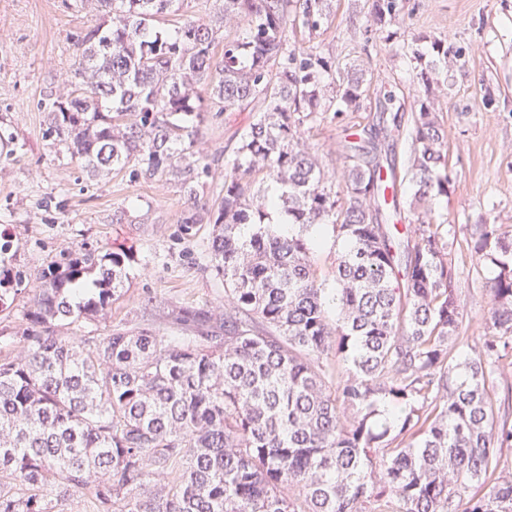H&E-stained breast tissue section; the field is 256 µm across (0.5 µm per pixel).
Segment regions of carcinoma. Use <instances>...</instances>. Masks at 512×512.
<instances>
[{
    "mask_svg": "<svg viewBox=\"0 0 512 512\" xmlns=\"http://www.w3.org/2000/svg\"><path fill=\"white\" fill-rule=\"evenodd\" d=\"M105 11L79 36L71 91L40 106L83 170L133 167L188 192L216 159L193 150L205 112L261 101L214 210L189 198L188 232L213 221L224 307L84 331L111 310L128 254L86 243L32 276L0 279L22 302L18 354L0 357V512H512V421L496 388L512 365V235L478 225L486 333L465 323L442 225L445 132L421 103L401 182L376 162L379 134L346 146L342 182L303 140L304 121L359 108L362 80L318 48L288 49V16L316 32L328 0H219L207 24L161 22L176 0H73ZM396 0H372L376 26ZM236 37L224 44V27ZM262 173L278 189L252 190ZM410 190L414 224L382 223L387 191ZM336 237L327 288L312 255ZM95 275V288H85Z\"/></svg>",
    "mask_w": 512,
    "mask_h": 512,
    "instance_id": "1",
    "label": "carcinoma"
}]
</instances>
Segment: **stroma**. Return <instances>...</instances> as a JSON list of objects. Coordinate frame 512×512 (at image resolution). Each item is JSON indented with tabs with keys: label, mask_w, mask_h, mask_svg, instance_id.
Wrapping results in <instances>:
<instances>
[{
	"label": "stroma",
	"mask_w": 512,
	"mask_h": 512,
	"mask_svg": "<svg viewBox=\"0 0 512 512\" xmlns=\"http://www.w3.org/2000/svg\"><path fill=\"white\" fill-rule=\"evenodd\" d=\"M370 3L333 0L328 23L313 34L300 20L288 22L289 48L318 45L364 76L359 109L337 119L305 120V136L325 170L341 168L344 145L378 125L383 95L394 90L401 126L386 140L385 152L388 163L405 173L413 117L425 98L421 71L438 59L434 41L449 35L459 60L435 92L453 187L432 207L450 229L458 300L471 335L478 336L488 311L484 284L494 268H474L473 228L492 217L512 230V0H399L397 20L378 32L366 29ZM95 23L66 0H0V233L13 242L0 256V271L37 272L84 241L128 250L124 293L96 333L142 323L165 336L168 309L200 307L224 296V279L208 258L211 225L182 233L188 192L173 178L134 179L125 171L89 176L47 137L39 107L46 94L67 91L74 42ZM261 109L255 101L206 113L197 148L218 157L221 171L230 168ZM221 171L200 176L195 189L202 203L210 206L223 196Z\"/></svg>",
	"instance_id": "obj_1"
}]
</instances>
